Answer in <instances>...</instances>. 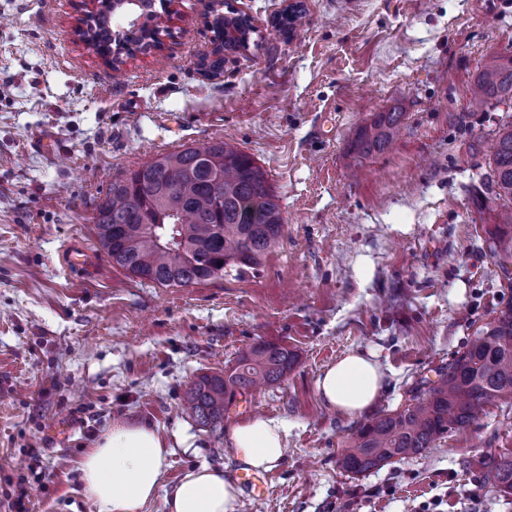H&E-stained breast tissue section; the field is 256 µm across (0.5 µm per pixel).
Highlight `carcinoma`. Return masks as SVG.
Instances as JSON below:
<instances>
[{
  "instance_id": "obj_1",
  "label": "carcinoma",
  "mask_w": 512,
  "mask_h": 512,
  "mask_svg": "<svg viewBox=\"0 0 512 512\" xmlns=\"http://www.w3.org/2000/svg\"><path fill=\"white\" fill-rule=\"evenodd\" d=\"M124 29L111 32L112 5L102 4L91 42L96 53L112 57L120 70L134 51L155 40L150 23L171 16L167 4L129 3ZM256 32L247 17L229 9L216 15V58L208 70L219 72L224 53L247 47ZM512 102V55L487 62L470 86V103L490 111ZM402 113L380 112L362 127L359 152H380L392 142ZM493 156L486 176V201L499 207L496 218L512 224V121L494 130ZM98 240L112 264L161 286H190L224 277L227 270H256L284 232L280 198L253 157L220 140L196 142L149 162L110 183L93 216ZM493 255L512 257V236L489 239ZM296 357L287 348L258 343L244 350L237 365L222 375H202L186 392L187 409L197 422L216 430L237 396L279 383ZM512 398V306L476 331L474 338L427 390L415 389L411 404L364 424L348 442L338 464L361 475L394 458L418 455L442 435L465 429L498 399ZM482 487L512 495V453L482 463Z\"/></svg>"
}]
</instances>
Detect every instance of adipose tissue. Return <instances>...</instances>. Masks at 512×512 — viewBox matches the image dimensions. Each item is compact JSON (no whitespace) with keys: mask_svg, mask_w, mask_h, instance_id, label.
Here are the masks:
<instances>
[{"mask_svg":"<svg viewBox=\"0 0 512 512\" xmlns=\"http://www.w3.org/2000/svg\"><path fill=\"white\" fill-rule=\"evenodd\" d=\"M382 385L383 373L373 355L351 353L319 376L316 390L338 415L354 418L375 403ZM228 443L240 470L265 472L287 451L286 429L276 420L254 417L233 426ZM170 453L151 426L113 423L78 464L83 490L97 512H146L159 496L166 512H240L237 482L206 464L191 467L170 491H163Z\"/></svg>","mask_w":512,"mask_h":512,"instance_id":"adipose-tissue-1","label":"adipose tissue"}]
</instances>
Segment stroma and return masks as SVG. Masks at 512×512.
<instances>
[{"instance_id": "obj_1", "label": "stroma", "mask_w": 512, "mask_h": 512, "mask_svg": "<svg viewBox=\"0 0 512 512\" xmlns=\"http://www.w3.org/2000/svg\"><path fill=\"white\" fill-rule=\"evenodd\" d=\"M212 0H179L161 48L122 75L77 41L79 0H0V512H95L78 462L113 422L171 447V489L190 467L236 471L229 426L282 422L287 452L242 512H512L480 487L481 462L512 452V400L422 455L365 475L338 459L356 430L405 408L474 331L512 306L489 247L507 233L484 198L497 112L469 87L512 53V0H231L257 29L209 77ZM403 114L368 156L358 131ZM221 140L250 154L281 198L284 234L258 270L163 287L114 266L92 217L112 179L157 153ZM79 248L87 274L63 253ZM296 355L280 384L237 398L224 430L183 409L192 381L257 342ZM373 353L380 396L356 418L319 399L321 373ZM73 428L52 432L61 420Z\"/></svg>"}]
</instances>
